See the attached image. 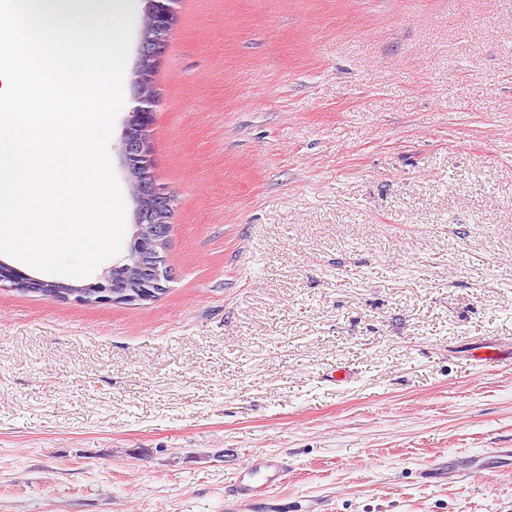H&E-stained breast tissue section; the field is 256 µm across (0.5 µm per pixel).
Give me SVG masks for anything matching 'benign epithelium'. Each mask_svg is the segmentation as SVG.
<instances>
[{"instance_id": "benign-epithelium-1", "label": "benign epithelium", "mask_w": 512, "mask_h": 512, "mask_svg": "<svg viewBox=\"0 0 512 512\" xmlns=\"http://www.w3.org/2000/svg\"><path fill=\"white\" fill-rule=\"evenodd\" d=\"M178 0H148L146 16L151 26L145 32L137 71L135 106L129 112L120 140L125 165L132 175L135 224L125 263L114 266L100 281L74 285L62 280L35 278L0 261V288L8 285L42 294L53 301L72 299L87 303L90 288L98 289L95 304L115 303L128 298L137 276L167 264L170 220L175 198L156 183L152 172L150 131L155 122L159 94L144 91L153 81L154 68L164 51L167 34L175 24Z\"/></svg>"}]
</instances>
